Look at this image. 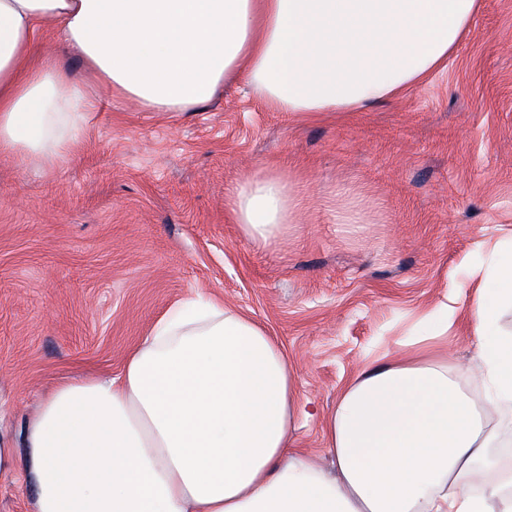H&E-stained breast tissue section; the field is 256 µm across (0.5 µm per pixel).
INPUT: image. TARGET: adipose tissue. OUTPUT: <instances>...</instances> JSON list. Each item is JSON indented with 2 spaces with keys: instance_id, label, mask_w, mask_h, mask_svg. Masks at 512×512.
Instances as JSON below:
<instances>
[{
  "instance_id": "adipose-tissue-1",
  "label": "adipose tissue",
  "mask_w": 512,
  "mask_h": 512,
  "mask_svg": "<svg viewBox=\"0 0 512 512\" xmlns=\"http://www.w3.org/2000/svg\"><path fill=\"white\" fill-rule=\"evenodd\" d=\"M479 0H0V155L46 165L77 148L94 91L148 112H193L244 75L281 112H361L444 66ZM81 73L40 52L46 24ZM229 205L245 238L275 246L296 201L276 175ZM470 311L487 402L512 408V245ZM424 346L365 367L324 423L330 466L294 446L295 373L267 332L223 304L172 308L117 377L66 380L31 422L34 512H512V461Z\"/></svg>"
}]
</instances>
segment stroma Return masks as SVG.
I'll use <instances>...</instances> for the list:
<instances>
[{
    "label": "stroma",
    "instance_id": "stroma-1",
    "mask_svg": "<svg viewBox=\"0 0 512 512\" xmlns=\"http://www.w3.org/2000/svg\"><path fill=\"white\" fill-rule=\"evenodd\" d=\"M292 186L293 224L246 240L228 207L252 174ZM512 241V0H481L442 69L364 112H279L243 77L196 112L101 98L60 166L0 155V446L24 450L56 382L117 374L195 294L247 314L294 370L295 445L365 366L468 320Z\"/></svg>",
    "mask_w": 512,
    "mask_h": 512
}]
</instances>
